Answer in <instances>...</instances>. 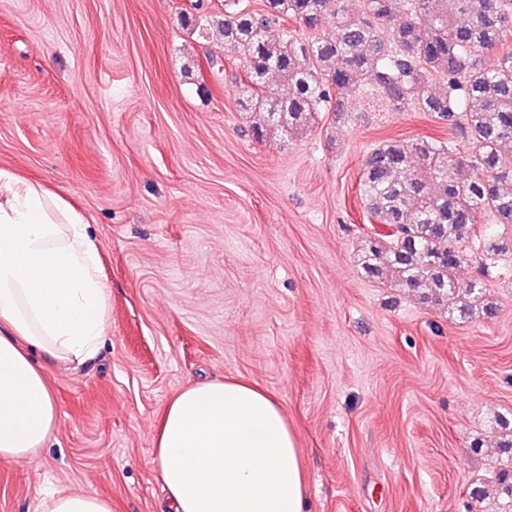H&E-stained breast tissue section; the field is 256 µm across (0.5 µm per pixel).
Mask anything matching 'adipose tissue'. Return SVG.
<instances>
[{"label": "adipose tissue", "mask_w": 512, "mask_h": 512, "mask_svg": "<svg viewBox=\"0 0 512 512\" xmlns=\"http://www.w3.org/2000/svg\"><path fill=\"white\" fill-rule=\"evenodd\" d=\"M111 294L84 216L0 169V461L32 458L58 423L53 364L92 358ZM171 512H305L296 437L276 396L236 379L183 388L156 425Z\"/></svg>", "instance_id": "obj_1"}]
</instances>
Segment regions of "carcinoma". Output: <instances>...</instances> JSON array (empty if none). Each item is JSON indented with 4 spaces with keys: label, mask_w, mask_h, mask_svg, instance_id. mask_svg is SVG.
Here are the masks:
<instances>
[{
    "label": "carcinoma",
    "mask_w": 512,
    "mask_h": 512,
    "mask_svg": "<svg viewBox=\"0 0 512 512\" xmlns=\"http://www.w3.org/2000/svg\"><path fill=\"white\" fill-rule=\"evenodd\" d=\"M224 0L216 24L224 49L240 57L251 87L243 110L258 136L278 131L291 139L307 132L316 114L345 115L343 94L363 91L401 110L423 112L461 131L469 151L440 139L390 140L371 148L359 194L374 223L399 228L377 234L358 255L366 278L392 282L423 302L444 303L466 322L491 317L481 277L463 283L458 272L470 244L489 251L481 233L489 213L512 225V163L501 147L512 142V51L493 66L485 56L512 39V0ZM293 21L314 32L282 26ZM288 85V94L275 96ZM497 454L512 455V416L494 417ZM498 471L478 501L505 507Z\"/></svg>",
    "instance_id": "obj_1"
}]
</instances>
